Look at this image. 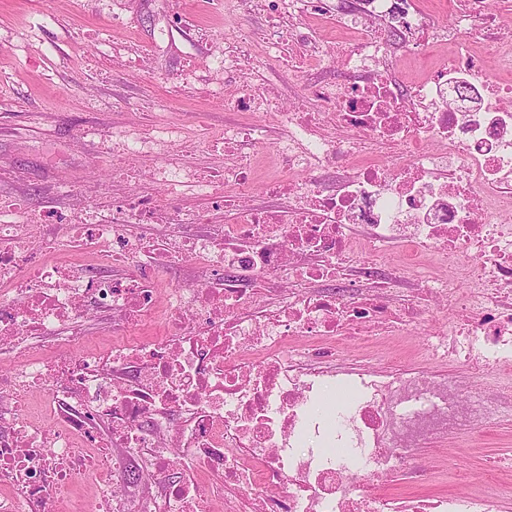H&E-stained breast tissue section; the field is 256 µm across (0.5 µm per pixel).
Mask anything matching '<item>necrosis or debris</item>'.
<instances>
[{
    "instance_id": "4bbe7bcc",
    "label": "necrosis or debris",
    "mask_w": 512,
    "mask_h": 512,
    "mask_svg": "<svg viewBox=\"0 0 512 512\" xmlns=\"http://www.w3.org/2000/svg\"><path fill=\"white\" fill-rule=\"evenodd\" d=\"M354 9L343 0L341 78L309 84L312 107L279 111L281 169L262 184L251 154L265 138L260 128H201L224 148L223 169L206 174L165 155L185 141L183 126L113 139V178L154 153L165 158L154 177L166 193L109 197L64 216L86 258L78 268L54 257L26 264L27 243L52 218L23 199H0V354L19 364L0 378V486L8 490L0 512H55L57 492L77 480L98 488V512H114L112 488L141 467L166 475L177 448L189 449L193 469L143 500L142 512H212L207 479L230 491L265 489L261 502L231 501L225 512H498L512 496L503 468L491 465L476 475L440 465L434 478L454 482L448 493L387 489L429 443L512 420V227L502 219L512 206V46L451 56L433 80L404 91L386 44L358 25ZM252 52L241 40L208 56L205 72L186 70L185 87L247 69ZM387 148L395 154L388 165L379 160ZM340 160L347 166L333 192L298 178ZM190 184L223 208L224 234L160 243L144 233L150 224L212 222L211 210L177 209ZM257 187L276 206L246 202ZM388 244L416 245L418 255L394 271L364 268L365 287L348 285L359 254ZM425 253L450 263L468 288L424 275ZM174 254L224 267L223 278L191 295L170 290L171 311L189 308L194 327L175 319L164 338L75 353L85 306L119 315L124 331L153 318L158 281L128 268L143 255L162 266ZM283 272L284 300L261 303ZM428 298L443 301L451 319L423 341L417 363L381 349L372 364L341 350V340L367 339L373 328L404 340ZM46 345L53 361L38 356ZM448 363L468 375L439 372ZM328 387L351 394L331 421L315 410ZM36 390L56 427L16 416ZM79 437L88 447H75Z\"/></svg>"
}]
</instances>
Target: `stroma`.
<instances>
[{"instance_id":"35a3bbf8","label":"stroma","mask_w":512,"mask_h":512,"mask_svg":"<svg viewBox=\"0 0 512 512\" xmlns=\"http://www.w3.org/2000/svg\"><path fill=\"white\" fill-rule=\"evenodd\" d=\"M226 0H0V197L24 196L31 207L76 204L75 190L97 182L110 196L126 187L112 181L104 153L115 133L167 118L204 115L214 129L249 123L266 129L256 148L258 170L273 168L272 112H225L220 101L238 72L212 84L176 93L187 65H204L202 43L214 53L247 33L260 32L264 14H225ZM337 0H307L297 17L325 45L336 40ZM51 10L50 19L39 13ZM392 46L397 81L410 85L447 63L455 44L423 52L408 46L390 20L377 24ZM252 66L281 108H303L310 72L287 61L255 55ZM164 287L197 288L222 276L223 267L201 268L191 258L153 268ZM453 467L466 470L485 459L512 460V422L464 448H451Z\"/></svg>"}]
</instances>
